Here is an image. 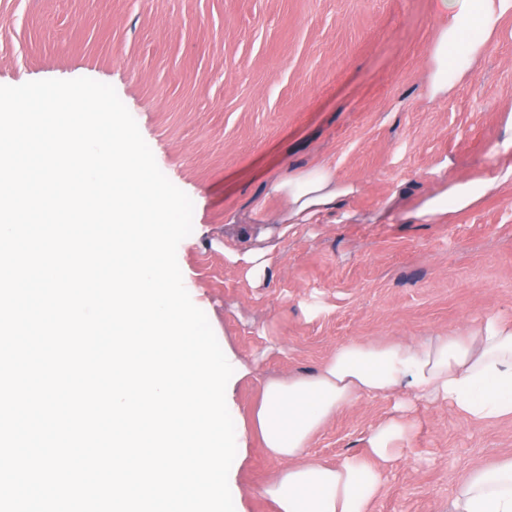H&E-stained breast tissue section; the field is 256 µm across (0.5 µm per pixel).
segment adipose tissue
<instances>
[{
    "mask_svg": "<svg viewBox=\"0 0 512 512\" xmlns=\"http://www.w3.org/2000/svg\"><path fill=\"white\" fill-rule=\"evenodd\" d=\"M448 24L434 47L438 60L434 93L447 91L451 78L469 69L512 0H438ZM492 164L477 181L443 182L444 165L432 174L438 191L421 199L404 218L435 224L467 210L496 186L512 183V123L491 150ZM356 191L335 170L319 165L269 181L266 194L285 200L279 223L311 224L335 215ZM410 384L421 398L442 403L473 422L512 419V323L489 317L467 336H445L416 345L352 342L337 348L313 374L267 380L253 420L270 455L283 467L265 492L278 512H372L381 475L398 458L405 433L401 420L372 429L367 456L327 466L307 450L336 412L364 396L386 397ZM452 512H512V458L470 470L459 483Z\"/></svg>",
    "mask_w": 512,
    "mask_h": 512,
    "instance_id": "obj_1",
    "label": "adipose tissue"
}]
</instances>
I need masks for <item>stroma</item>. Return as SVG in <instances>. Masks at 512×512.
I'll return each instance as SVG.
<instances>
[{"instance_id":"obj_1","label":"stroma","mask_w":512,"mask_h":512,"mask_svg":"<svg viewBox=\"0 0 512 512\" xmlns=\"http://www.w3.org/2000/svg\"><path fill=\"white\" fill-rule=\"evenodd\" d=\"M436 0H0V85L87 77L112 85L163 174L194 204L177 248L183 283L232 361L253 377L226 394L252 419L265 379L315 373L349 342L463 336L512 322V186L441 224L383 220L392 194L416 207L483 177L512 119V14L473 67L433 95ZM331 165L356 193L335 224H252L264 181ZM235 211L240 223L224 221ZM265 254L259 279L225 248ZM396 399L364 397L315 436L331 464L365 454ZM401 458L374 512H451L474 467L512 457V420L472 422L412 399ZM281 467L249 434L234 476L243 512Z\"/></svg>"}]
</instances>
